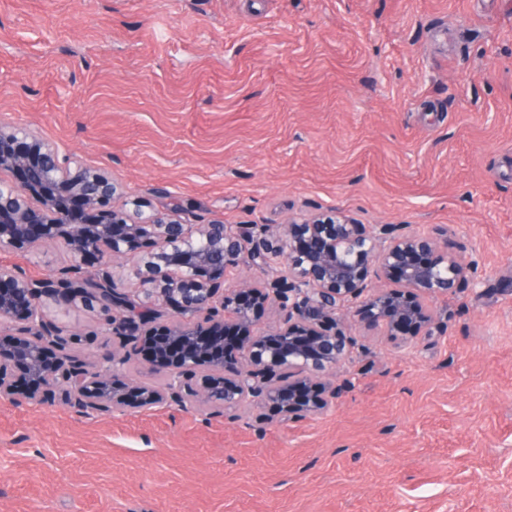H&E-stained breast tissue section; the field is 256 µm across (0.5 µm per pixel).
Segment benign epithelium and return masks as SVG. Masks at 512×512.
<instances>
[{"label": "benign epithelium", "mask_w": 512, "mask_h": 512, "mask_svg": "<svg viewBox=\"0 0 512 512\" xmlns=\"http://www.w3.org/2000/svg\"><path fill=\"white\" fill-rule=\"evenodd\" d=\"M20 175L0 182V251L69 240L60 276L28 279L0 268V398L20 395L40 404L61 401L80 411L124 412L174 402L210 413L268 404L288 422L318 414L336 398L320 386L356 344L347 334L356 317L389 336L418 334L432 321L427 300L462 287L471 266L448 254L432 234L382 237L339 215L303 224L253 228L214 221L194 228L165 222L136 204L111 205L112 179L61 154L36 131L0 130V170ZM245 255L273 277L260 290L247 280L218 287L228 261ZM122 274L139 284L149 320L117 317L125 298L113 288ZM380 285L370 288L369 275ZM281 303V326L256 331L261 301ZM96 306L123 338L109 359L123 363L128 344L144 338L154 364L172 381L143 391L115 375L71 361L48 302Z\"/></svg>", "instance_id": "7a95c632"}]
</instances>
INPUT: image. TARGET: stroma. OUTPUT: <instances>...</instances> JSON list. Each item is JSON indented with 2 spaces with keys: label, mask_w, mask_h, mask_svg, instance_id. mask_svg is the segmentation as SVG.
Returning <instances> with one entry per match:
<instances>
[{
  "label": "stroma",
  "mask_w": 512,
  "mask_h": 512,
  "mask_svg": "<svg viewBox=\"0 0 512 512\" xmlns=\"http://www.w3.org/2000/svg\"><path fill=\"white\" fill-rule=\"evenodd\" d=\"M184 224L337 211L473 266L410 341L354 323L339 398L124 414L0 400V512H512V0H0V127ZM64 246L0 265L41 280ZM112 366L96 311L50 306Z\"/></svg>",
  "instance_id": "stroma-1"
}]
</instances>
